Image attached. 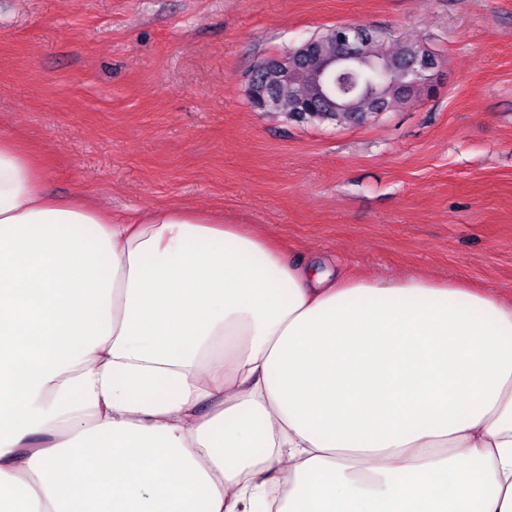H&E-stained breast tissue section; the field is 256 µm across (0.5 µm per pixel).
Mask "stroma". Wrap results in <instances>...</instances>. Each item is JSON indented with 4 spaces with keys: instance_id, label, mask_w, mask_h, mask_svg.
I'll return each mask as SVG.
<instances>
[{
    "instance_id": "35a3bbf8",
    "label": "stroma",
    "mask_w": 512,
    "mask_h": 512,
    "mask_svg": "<svg viewBox=\"0 0 512 512\" xmlns=\"http://www.w3.org/2000/svg\"><path fill=\"white\" fill-rule=\"evenodd\" d=\"M338 24L423 42L434 93L345 128L254 111V66ZM0 132L119 217L210 212L294 261L512 292V0H0Z\"/></svg>"
}]
</instances>
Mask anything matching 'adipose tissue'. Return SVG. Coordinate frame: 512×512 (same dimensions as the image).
<instances>
[{
  "mask_svg": "<svg viewBox=\"0 0 512 512\" xmlns=\"http://www.w3.org/2000/svg\"><path fill=\"white\" fill-rule=\"evenodd\" d=\"M46 180L0 134V512H512L498 289Z\"/></svg>",
  "mask_w": 512,
  "mask_h": 512,
  "instance_id": "adipose-tissue-1",
  "label": "adipose tissue"
}]
</instances>
